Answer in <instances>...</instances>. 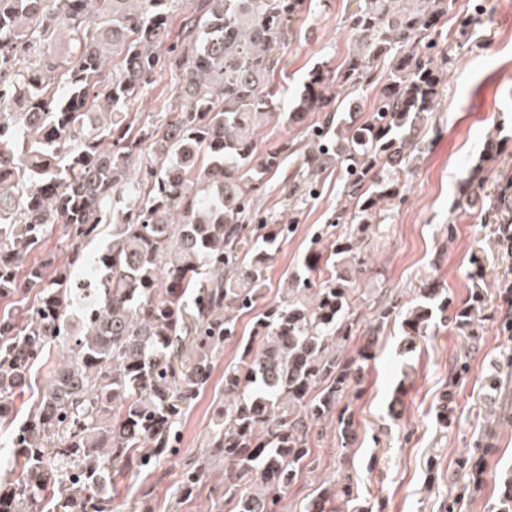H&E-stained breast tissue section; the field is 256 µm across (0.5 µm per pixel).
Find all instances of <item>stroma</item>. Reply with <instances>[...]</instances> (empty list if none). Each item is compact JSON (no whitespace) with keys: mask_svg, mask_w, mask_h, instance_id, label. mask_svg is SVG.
<instances>
[{"mask_svg":"<svg viewBox=\"0 0 512 512\" xmlns=\"http://www.w3.org/2000/svg\"><path fill=\"white\" fill-rule=\"evenodd\" d=\"M354 0H313L293 23L280 60L286 99H293L318 63L340 64L352 49L343 26ZM474 19L467 35L459 21ZM448 55L443 94L430 112L427 134L412 163L405 199L388 211L370 244L374 263L356 280L363 326L388 296L410 306L432 284L463 305L481 293L471 324L436 323L406 351L401 317L382 328L365 364L351 408L357 437L343 447L335 427L317 444V466L303 472L283 499V512H305L322 483L347 480L341 512H497L498 478L512 470V254L495 247L497 226L480 201L458 206L459 189L483 152L488 135L512 137V0H456L446 25ZM342 184L329 171L315 197L287 201L269 195L272 224L291 223L268 262L266 287L256 302L279 299L319 232L335 233ZM236 356L225 346L213 362L209 386L194 398L176 432L175 456L161 467L117 478L114 512H217L207 488L224 477L222 460L206 443L222 404L224 367ZM455 402L447 422L437 413L446 392ZM200 464L206 490L189 500L178 490L185 463Z\"/></svg>","mask_w":512,"mask_h":512,"instance_id":"1","label":"stroma"}]
</instances>
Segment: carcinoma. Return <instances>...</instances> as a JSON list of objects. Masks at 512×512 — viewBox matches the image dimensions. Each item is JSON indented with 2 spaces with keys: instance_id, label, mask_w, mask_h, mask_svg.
<instances>
[{
  "instance_id": "cac0c4a2",
  "label": "carcinoma",
  "mask_w": 512,
  "mask_h": 512,
  "mask_svg": "<svg viewBox=\"0 0 512 512\" xmlns=\"http://www.w3.org/2000/svg\"><path fill=\"white\" fill-rule=\"evenodd\" d=\"M173 0H0V422L52 351L58 360L37 404L12 430L0 512H110L112 476L153 467L172 451L183 407L208 385L227 341L224 403L207 444L224 460L209 490L224 512H281L298 476L316 465L321 425L336 420L344 446L357 424L340 399L357 396L365 350L344 355L359 325L353 277L370 270L365 251L402 187L445 84L447 59L432 49L455 0H357L343 21L352 50L315 66L282 111L275 71L305 0H190L177 28ZM179 80L170 104L147 121L130 107L158 71ZM375 91L368 115L351 106ZM299 128L262 147L272 119ZM490 136L482 163L460 188L485 195L486 213H512V168ZM296 162L279 191L293 198L330 166L340 171L345 224L328 248L326 276H309L311 254L282 297L237 335L240 312L266 287L282 225L260 223L271 178ZM56 224L71 260L46 275L27 263ZM109 239L84 282L71 267L80 247ZM399 308L377 310L371 334ZM465 326L455 307L421 288L405 333L434 319ZM203 482L188 463L180 493ZM512 512V473L500 478ZM346 490L326 485L308 512Z\"/></svg>"
}]
</instances>
